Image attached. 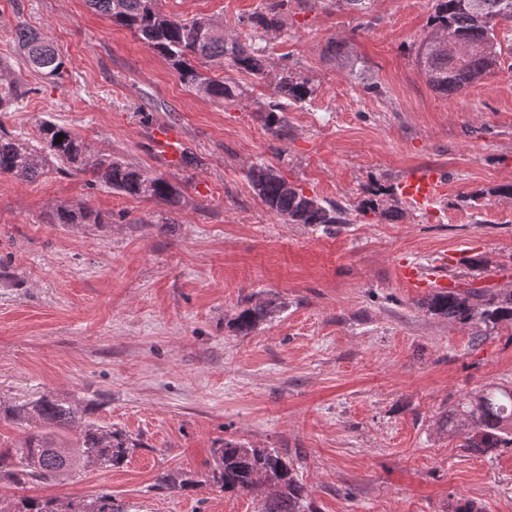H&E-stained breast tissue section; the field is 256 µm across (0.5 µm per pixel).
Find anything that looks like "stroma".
<instances>
[{
  "label": "stroma",
  "mask_w": 512,
  "mask_h": 512,
  "mask_svg": "<svg viewBox=\"0 0 512 512\" xmlns=\"http://www.w3.org/2000/svg\"><path fill=\"white\" fill-rule=\"evenodd\" d=\"M261 2L158 7L236 31ZM431 13V0H373L366 15L290 0L288 33L268 51L298 63L316 93L289 110L279 155L253 105L274 73L224 67L250 91L226 109L189 93L163 57L84 0H0V57L30 89L0 123L32 140L54 120L182 195L171 208L83 176H0V402L63 397L140 442L112 469L0 482V503L109 493L128 512H258L257 497L207 481L212 449L236 442L293 459L318 512H453L467 499L512 512V451L469 454L444 423L483 386H512V328L474 342L399 277L411 263L463 290L512 288V200L489 193L512 181V35L498 66L448 99L417 57ZM20 21L63 55L59 84L17 56ZM339 42L348 59L330 54ZM159 123L180 130L193 165L155 148ZM259 162L340 203L347 223L326 230L270 213L246 177ZM425 168L448 174L446 199L404 204L399 221L359 213L366 189ZM59 205L111 221L47 223ZM269 301L272 317L233 331L240 308ZM164 472L196 485L157 489Z\"/></svg>",
  "instance_id": "1"
}]
</instances>
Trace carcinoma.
Listing matches in <instances>:
<instances>
[{"label": "carcinoma", "mask_w": 512, "mask_h": 512, "mask_svg": "<svg viewBox=\"0 0 512 512\" xmlns=\"http://www.w3.org/2000/svg\"><path fill=\"white\" fill-rule=\"evenodd\" d=\"M94 12L129 29L137 39L172 65L187 91L218 106H234L246 99L247 90L229 77L209 74L223 60L241 73L259 75L270 66L263 42L286 27L288 0H264L259 10L242 24L250 29L245 38L222 32L224 24L210 17L181 18L166 14L157 0H86ZM512 22V0H433L429 18L431 35L418 48V59L427 83L444 97H454L499 63L497 27ZM16 47L26 64L43 78L56 83L64 60L49 40L23 22L15 29ZM315 87L296 64L278 65L270 96L256 102L265 113V128L278 141L288 138L287 112L312 98ZM27 94L11 61L0 58V111L8 112ZM39 143H29L0 128V174L33 182L56 164L58 172L84 175L90 182L126 196L149 198L170 207L180 204L176 187L162 176H151L135 165L112 156L91 152L68 128L43 120L37 128ZM62 142H56L58 135ZM255 194L268 210L290 224L330 227L346 224L345 210L338 204L308 195L298 186L287 188V179L264 162L247 173ZM363 213L388 220L404 216L392 189L377 185L365 191ZM51 224H107L109 218L82 206L60 205L47 216ZM427 312L463 325L482 324L488 329L512 327V289L433 292L424 301ZM272 303L248 306L233 319L234 328L247 333L271 317ZM16 422H39L20 448L0 451V481L16 485L49 483L68 474L80 462L112 468L140 443L119 430H102L88 423L71 448H60L56 435L82 420L79 407L69 401L44 396L7 408ZM448 423L461 437L469 453L487 454L512 450V387H488L458 405L448 414ZM210 478L224 493L262 497L259 512H315L308 492L290 464L274 448H252L226 443L212 451ZM196 481L179 474L162 473L160 490H186ZM7 512H128L111 495L78 503L55 498L24 497L7 505Z\"/></svg>", "instance_id": "carcinoma-1"}]
</instances>
